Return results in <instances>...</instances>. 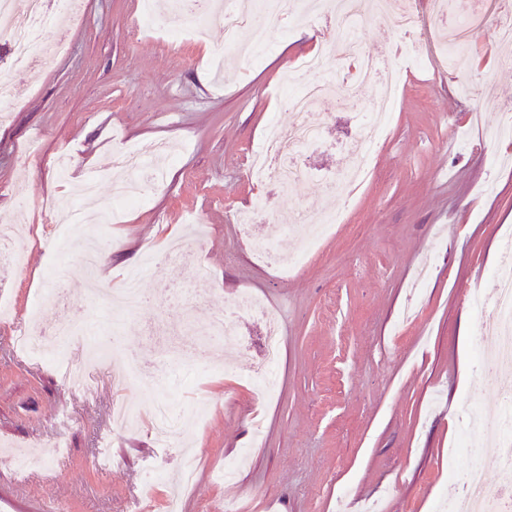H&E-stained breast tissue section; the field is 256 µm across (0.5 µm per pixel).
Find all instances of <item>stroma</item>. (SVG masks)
<instances>
[{"mask_svg": "<svg viewBox=\"0 0 512 512\" xmlns=\"http://www.w3.org/2000/svg\"><path fill=\"white\" fill-rule=\"evenodd\" d=\"M423 21L416 55L402 59L398 100L372 150L370 178L354 197L333 184L348 165L349 145L368 120L361 108L329 107L316 117L320 143L299 157L303 182L282 190L251 179L252 156L272 123L292 125L287 78L315 42L336 48V25L308 14L273 29L257 56L236 55L215 82L210 62L224 47L212 20L203 39L185 30L166 36L129 33L140 0H83L65 18L64 50L51 69L10 65L0 43V81L15 93L0 121V235L19 265L0 281V300L14 317L0 321V444L42 446L45 464L26 470L0 463V512H127L141 497L165 512V485L150 469L179 470L183 449L198 458V477L216 512L228 500L255 512H361L381 500L385 512H442L459 474L479 465L492 490L503 484L499 460L461 445L463 411L493 418L496 389L484 383L476 355L490 316L476 304L497 286L501 242L512 237V130L501 106L512 104V48L499 44L494 18L449 64L443 20L417 0ZM362 49L395 56L404 40L388 22L369 18L357 30ZM167 139L177 152L158 165L143 204L119 222L91 220V205H113L101 173L122 143ZM69 152L72 178L53 160ZM99 177L97 192L75 181ZM265 197L271 211L317 216L337 211L340 224L305 250L302 233L277 240L297 256L291 271L263 265L252 247L266 224L242 230L234 213ZM55 204L72 215L63 230L74 241L95 233L108 241L103 265L113 277L139 272L143 304L113 331L105 305L85 299L75 251L57 254L34 212ZM182 228L195 268L179 261L146 267L152 229ZM431 261L419 288L411 281ZM210 292L185 307L193 278ZM52 288L57 305L41 304ZM263 299L282 324L273 393L254 381L262 357V320L240 312L233 326L242 345H198L212 315L243 295ZM39 306L51 330L78 319L67 352L88 358L85 328L111 343V358L93 368L95 390L65 386L51 365L27 357L13 338ZM160 382L142 386V369ZM134 406V427H112V407ZM168 402L174 417L193 407L198 424L173 446L154 442L149 416ZM112 438L107 468L96 464L103 436ZM242 458L234 483L215 482L225 460Z\"/></svg>", "mask_w": 512, "mask_h": 512, "instance_id": "1", "label": "stroma"}]
</instances>
